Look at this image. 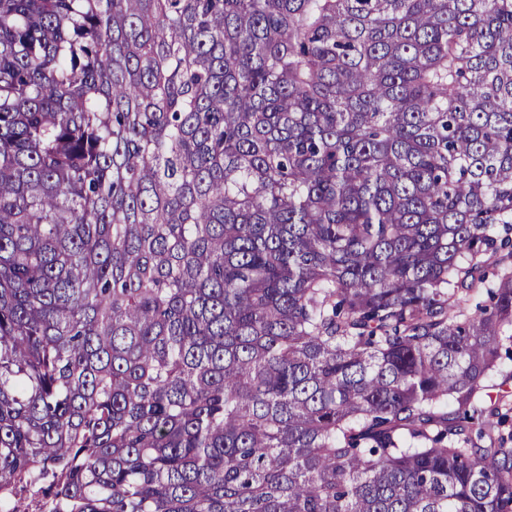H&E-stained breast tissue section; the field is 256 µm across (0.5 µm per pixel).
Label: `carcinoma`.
I'll return each instance as SVG.
<instances>
[{
  "label": "carcinoma",
  "instance_id": "cac0c4a2",
  "mask_svg": "<svg viewBox=\"0 0 512 512\" xmlns=\"http://www.w3.org/2000/svg\"><path fill=\"white\" fill-rule=\"evenodd\" d=\"M512 0H0L10 512H512ZM505 348L512 349V342L504 341L503 358L495 372L485 380L486 391L497 400L495 409L498 415L493 419V438L496 447L512 448V357L511 353L505 356Z\"/></svg>",
  "mask_w": 512,
  "mask_h": 512
}]
</instances>
